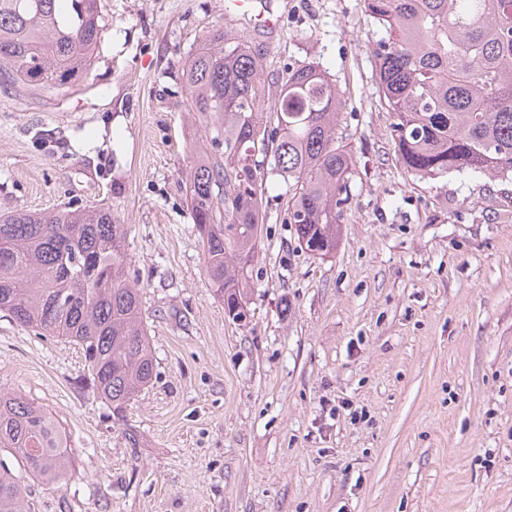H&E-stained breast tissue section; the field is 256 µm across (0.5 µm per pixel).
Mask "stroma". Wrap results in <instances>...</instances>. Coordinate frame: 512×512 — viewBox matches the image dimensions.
Instances as JSON below:
<instances>
[{"label":"stroma","instance_id":"stroma-1","mask_svg":"<svg viewBox=\"0 0 512 512\" xmlns=\"http://www.w3.org/2000/svg\"><path fill=\"white\" fill-rule=\"evenodd\" d=\"M91 74L0 85V214L109 207L127 227L156 373L123 416L77 345L0 312V387L65 429L34 512H512V194L397 161L363 0H288L249 37L265 82L315 63L356 166L335 254L299 247L266 184L247 323L209 285L183 180L202 119L182 68L224 0H100Z\"/></svg>","mask_w":512,"mask_h":512}]
</instances>
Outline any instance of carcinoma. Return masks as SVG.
<instances>
[{
    "mask_svg": "<svg viewBox=\"0 0 512 512\" xmlns=\"http://www.w3.org/2000/svg\"><path fill=\"white\" fill-rule=\"evenodd\" d=\"M380 32L377 86L398 161L421 180L450 174L512 186V0H364ZM98 0H0V79L66 92L101 40ZM263 63L247 39L210 30L183 68L203 148L185 193L212 287L235 322L249 317V267L268 177L300 247L336 252L352 195V153L336 140L344 103L319 67L277 77L264 116ZM126 225L110 209L0 215V311L83 351L93 387L123 415L153 380ZM62 425L0 388V512H31L27 480L59 486L73 468Z\"/></svg>",
    "mask_w": 512,
    "mask_h": 512,
    "instance_id": "obj_1",
    "label": "carcinoma"
}]
</instances>
